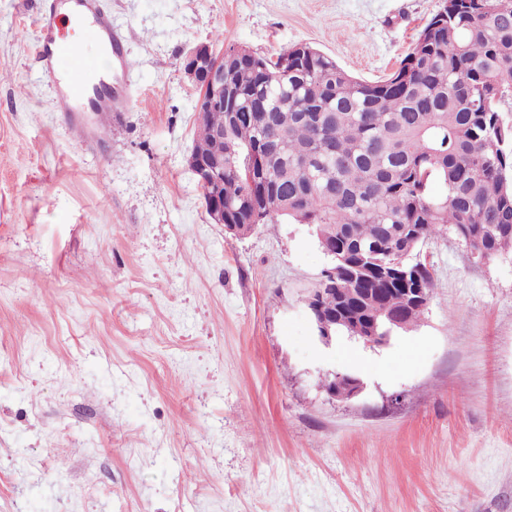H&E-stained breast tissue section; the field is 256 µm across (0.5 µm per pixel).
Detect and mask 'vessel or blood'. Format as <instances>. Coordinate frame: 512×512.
<instances>
[{
	"label": "vessel or blood",
	"instance_id": "obj_1",
	"mask_svg": "<svg viewBox=\"0 0 512 512\" xmlns=\"http://www.w3.org/2000/svg\"><path fill=\"white\" fill-rule=\"evenodd\" d=\"M79 25L78 36H70L67 28ZM40 38L37 53L43 73L56 87V109L69 114L100 115L125 108L129 98L123 82L113 77L114 71H127L130 63L123 37L112 24V16L101 0H44L39 20ZM94 41L108 54L110 68L89 76L83 66L84 43ZM68 59L70 69L58 71V59Z\"/></svg>",
	"mask_w": 512,
	"mask_h": 512
}]
</instances>
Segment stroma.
<instances>
[{
	"label": "stroma",
	"instance_id": "stroma-1",
	"mask_svg": "<svg viewBox=\"0 0 512 512\" xmlns=\"http://www.w3.org/2000/svg\"><path fill=\"white\" fill-rule=\"evenodd\" d=\"M104 4L131 104L81 129L42 0H0V512H512V254L432 237L420 319L326 344L311 228L226 232L187 164L194 46L307 43L376 81L443 0ZM333 372L360 392L329 398Z\"/></svg>",
	"mask_w": 512,
	"mask_h": 512
}]
</instances>
